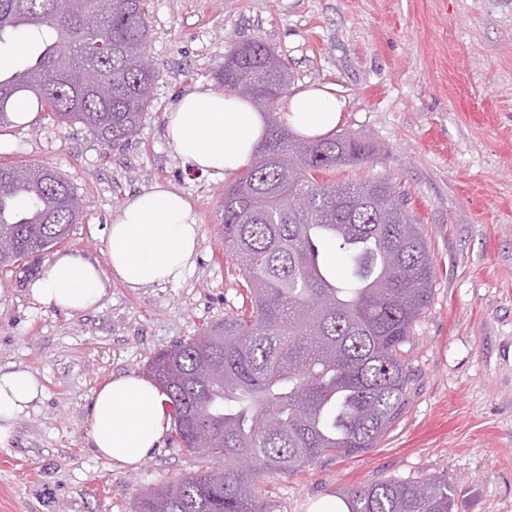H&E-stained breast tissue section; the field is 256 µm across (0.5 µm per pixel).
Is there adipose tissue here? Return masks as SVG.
Returning <instances> with one entry per match:
<instances>
[{
	"instance_id": "1",
	"label": "adipose tissue",
	"mask_w": 512,
	"mask_h": 512,
	"mask_svg": "<svg viewBox=\"0 0 512 512\" xmlns=\"http://www.w3.org/2000/svg\"><path fill=\"white\" fill-rule=\"evenodd\" d=\"M344 106L333 87L325 85L296 93L284 110L296 130L315 136L336 128ZM166 135L194 167L234 174L249 166L263 122L236 93L193 92L167 113ZM200 236L189 203L158 184L128 200L114 217L107 231L105 265L75 251L58 254L29 292L35 300L67 312L91 311L100 306L109 282L137 289L181 280L194 264ZM42 393L33 374L0 369V446L10 442L16 416ZM169 421L168 399L153 381L119 374L94 393L90 438L96 452L114 467L135 468L151 456Z\"/></svg>"
}]
</instances>
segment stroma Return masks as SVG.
<instances>
[{
    "label": "stroma",
    "mask_w": 512,
    "mask_h": 512,
    "mask_svg": "<svg viewBox=\"0 0 512 512\" xmlns=\"http://www.w3.org/2000/svg\"><path fill=\"white\" fill-rule=\"evenodd\" d=\"M148 10L154 97L128 140L103 143L48 112L30 128L0 126V161L51 165L82 201L64 243L31 269L0 271V368L44 388L0 447V512H131L148 489L202 470L169 435L139 468L113 467L91 446L89 412L103 381L145 374L158 350L242 306L217 224L233 178L186 163L165 116L186 93L215 90L212 72L254 38L287 61L289 93L333 86L345 102L338 132L374 148L337 180L395 182L437 267L407 344L413 384L401 414L367 453L264 476L267 512L433 474L453 482L454 512H512V0H149ZM159 182L184 195L201 228L183 280L110 282L91 312L32 299L29 283L57 254L105 262L107 224Z\"/></svg>",
    "instance_id": "stroma-1"
}]
</instances>
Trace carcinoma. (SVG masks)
<instances>
[{
    "label": "carcinoma",
    "instance_id": "cac0c4a2",
    "mask_svg": "<svg viewBox=\"0 0 512 512\" xmlns=\"http://www.w3.org/2000/svg\"><path fill=\"white\" fill-rule=\"evenodd\" d=\"M148 0H0V44L34 33L0 70V120L50 112L116 144L137 130L153 96L142 67ZM101 20L85 27L86 13ZM235 92L249 82L286 93L288 66L268 44L234 47L214 74ZM267 104L250 166L224 189L218 224L246 305L199 335L160 350L148 374L169 399L174 441L208 462L181 482L146 492L134 512H264L265 473H292L326 454L375 447L412 380L404 350L430 303L436 267L392 182H328L372 148L347 133L295 134ZM81 205L47 164L0 163V266L64 242ZM329 243L350 258L338 282ZM347 512H452L448 477L358 486Z\"/></svg>",
    "mask_w": 512,
    "mask_h": 512
}]
</instances>
